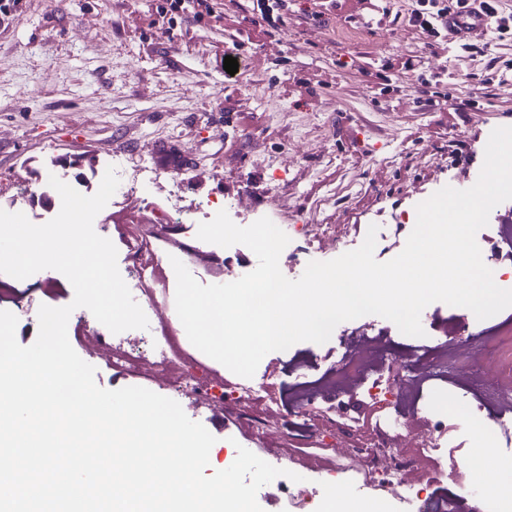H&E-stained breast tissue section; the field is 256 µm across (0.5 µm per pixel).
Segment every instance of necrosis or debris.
Masks as SVG:
<instances>
[{"instance_id":"necrosis-or-debris-1","label":"necrosis or debris","mask_w":512,"mask_h":512,"mask_svg":"<svg viewBox=\"0 0 512 512\" xmlns=\"http://www.w3.org/2000/svg\"><path fill=\"white\" fill-rule=\"evenodd\" d=\"M150 223L137 237L125 239L131 275L127 286L147 318H154L157 291L144 287L150 258L144 247L160 224L182 226L195 217L173 200L151 208ZM485 264L493 266L498 284L512 289V226L490 224L477 234ZM424 341H402L389 326L360 321L337 330L335 359L322 365L309 357L290 364L293 381L288 397L269 394L250 379H223L193 361L183 339L170 323H162L145 350L121 343L109 331L88 337L91 352L106 355L113 369L166 386L190 390L212 409L234 421L256 449L271 438L269 414L288 404L290 442L318 445L322 455L301 456L279 449L277 464L290 471L315 474L309 486L285 485L280 499L288 512H308L321 485L338 481L343 471L332 449L354 443L353 453L363 466L364 486L378 492L384 512H416L422 493L410 480L423 472L429 485L450 483L462 494L472 487L477 463L474 446L487 444L512 453V322L502 320L473 332L466 314L444 317L439 311L421 315ZM453 386L463 399L457 410L438 407L436 386ZM361 395L383 408V427L366 441L353 442L355 423L344 414L347 399ZM460 413L469 429L470 449L451 447L448 420Z\"/></svg>"}]
</instances>
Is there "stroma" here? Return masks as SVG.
Returning a JSON list of instances; mask_svg holds the SVG:
<instances>
[{"instance_id": "stroma-1", "label": "stroma", "mask_w": 512, "mask_h": 512, "mask_svg": "<svg viewBox=\"0 0 512 512\" xmlns=\"http://www.w3.org/2000/svg\"><path fill=\"white\" fill-rule=\"evenodd\" d=\"M411 0H336L323 21L289 13L277 40L261 42L247 7L186 14L177 26L152 0H19L0 28V209L28 212L17 189L40 191L35 172L47 162L84 156L102 180L113 158L126 166L177 172L183 204L216 206L248 194L256 216L281 230L326 224L338 235L366 236L395 224L406 243L416 207L437 190L477 180L491 131L512 126V71L479 97L491 59L512 60V39L478 35L484 54L428 47L407 21ZM240 43L247 69L224 73V51ZM454 78L447 105L427 103L431 74ZM479 99L476 108L467 102ZM132 191L100 216L110 235L149 213ZM248 267L246 246L212 247L198 257L202 284L222 283L225 256ZM328 344L299 342L261 361L253 380L287 386L296 352L325 354ZM186 415L215 437L206 475L224 467V450L240 433L194 396H174Z\"/></svg>"}]
</instances>
